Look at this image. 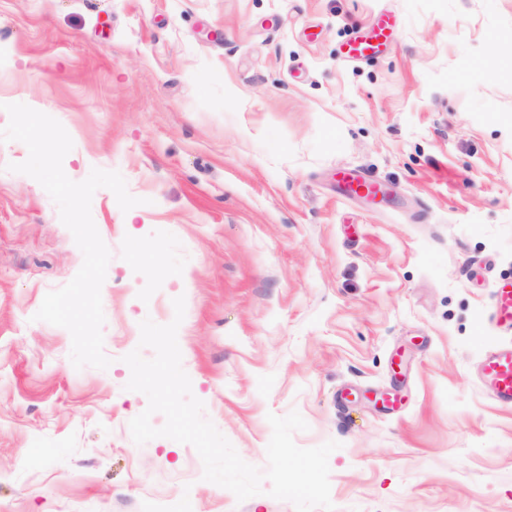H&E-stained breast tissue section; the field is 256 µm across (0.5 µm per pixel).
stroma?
Listing matches in <instances>:
<instances>
[{
    "mask_svg": "<svg viewBox=\"0 0 512 512\" xmlns=\"http://www.w3.org/2000/svg\"><path fill=\"white\" fill-rule=\"evenodd\" d=\"M393 41L345 61L381 15ZM5 104L58 120L66 175L98 189L111 252L107 368L35 320L83 254L0 143V512H295L204 481L195 450L136 444L123 358L172 321L204 415L266 468L268 414L298 411L336 512H512V409L477 376L512 334V0H0ZM347 171L383 198L337 193ZM141 247H134L133 239ZM492 320L500 329H512V288L497 290Z\"/></svg>",
    "mask_w": 512,
    "mask_h": 512,
    "instance_id": "obj_1",
    "label": "stroma"
}]
</instances>
